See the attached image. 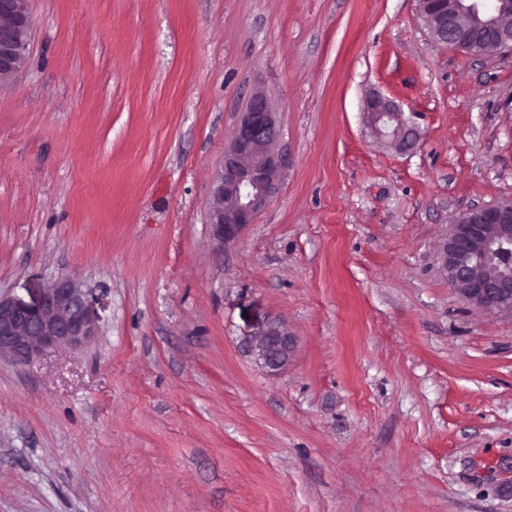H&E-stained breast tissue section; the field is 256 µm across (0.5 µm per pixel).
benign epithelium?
I'll list each match as a JSON object with an SVG mask.
<instances>
[{"instance_id": "1", "label": "benign epithelium", "mask_w": 512, "mask_h": 512, "mask_svg": "<svg viewBox=\"0 0 512 512\" xmlns=\"http://www.w3.org/2000/svg\"><path fill=\"white\" fill-rule=\"evenodd\" d=\"M418 0L433 39L466 53L512 54V0ZM32 21L22 0H0V76L14 78L28 60ZM375 134L402 149L408 144L406 121L390 99L373 94L365 102ZM287 163L267 97L255 93L242 112L224 164L217 173L208 208L217 249L235 242L243 229L279 190ZM448 284L470 303L488 311L512 307V203L476 205L452 225L444 246ZM103 298L61 277L26 301L0 295V359L30 361L47 348H80L98 335ZM293 340L270 323L256 340L264 364L277 368Z\"/></svg>"}]
</instances>
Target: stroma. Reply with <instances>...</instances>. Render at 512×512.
<instances>
[{
  "label": "stroma",
  "mask_w": 512,
  "mask_h": 512,
  "mask_svg": "<svg viewBox=\"0 0 512 512\" xmlns=\"http://www.w3.org/2000/svg\"><path fill=\"white\" fill-rule=\"evenodd\" d=\"M28 3L0 294L71 277L106 309L80 349L0 359V512H512V308L443 268L466 208L512 202V55L435 42L417 0ZM258 91L289 163L220 251ZM272 320L275 371L249 347ZM364 112L375 134L390 138L392 144L399 149L408 144L406 121L401 109L392 100L380 94H373L367 98Z\"/></svg>",
  "instance_id": "obj_1"
}]
</instances>
